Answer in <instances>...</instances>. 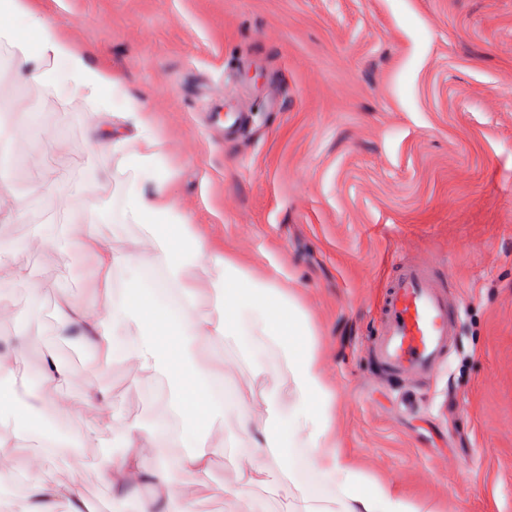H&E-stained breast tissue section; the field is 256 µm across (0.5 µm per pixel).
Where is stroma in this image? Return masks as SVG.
<instances>
[{
    "instance_id": "obj_1",
    "label": "stroma",
    "mask_w": 512,
    "mask_h": 512,
    "mask_svg": "<svg viewBox=\"0 0 512 512\" xmlns=\"http://www.w3.org/2000/svg\"><path fill=\"white\" fill-rule=\"evenodd\" d=\"M87 62L122 75L153 113L170 193L211 251L255 278L291 288L315 331L334 391L342 453L365 475L438 512H512V0H27ZM239 80L249 123L213 125L224 83ZM62 88L21 77L0 41V354L30 335V393L53 349L76 376L69 397L104 388L117 419L32 411L27 452L46 425L94 434V446L50 459L42 477L77 481L97 512H141L147 489L120 495L99 475L124 423L153 429L178 393L167 375L117 359L71 360L53 306L92 301L89 260L51 245L93 225L113 251L143 232L124 218L129 174L96 148L90 119L123 130ZM432 258L460 310L448 366L392 386L373 351L383 285L403 259ZM27 272L13 277L14 269ZM269 374L252 373L250 357ZM236 410L212 421L223 445L211 489L175 470L195 512H285L283 492L246 487L256 467L239 412L255 425L285 396L277 349L224 342Z\"/></svg>"
}]
</instances>
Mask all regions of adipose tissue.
Returning a JSON list of instances; mask_svg holds the SVG:
<instances>
[{
  "mask_svg": "<svg viewBox=\"0 0 512 512\" xmlns=\"http://www.w3.org/2000/svg\"><path fill=\"white\" fill-rule=\"evenodd\" d=\"M17 16L22 17V25H11V18ZM0 38L15 48L24 78L63 85L103 109L120 101L121 117L130 128L129 133L115 136L93 126L89 138L95 146L119 155L130 171L125 216L142 227L155 248L116 253L103 245L93 227H86L70 245L90 258V279L108 304L102 307L64 297L56 313L61 330L96 350L97 368H107L121 352L138 371L174 373L182 386L173 406L176 423L165 421L150 431L126 424L119 436L122 453L106 467L105 484L119 492L130 491L131 475L140 473L153 492L142 512H194L192 497L173 483L170 471H187L204 488L223 454L222 448L207 442L208 424L233 403L224 390V355L215 343L257 336L282 350L292 399L286 405L270 400L266 425L260 430L247 414L239 415L241 431L255 439L260 463L239 474L235 484L224 486V494L240 496L243 487L254 483L289 490L297 482L289 451L306 448L313 453V466L322 480L336 489L335 512H426L424 505L401 496L390 484L366 477L337 450L333 393L320 369L306 314L274 280L253 278L203 245L194 232L193 217L169 193L166 162L156 150L154 118L139 98L125 93L122 78L89 66L58 25L28 11L23 0H0ZM210 267L217 271L211 282L216 306L203 313L198 309L197 273ZM148 268L159 270V277L144 279L142 272ZM119 270L130 272L132 282L118 292L112 278ZM195 346L206 349L204 359L194 360ZM40 376L48 389L46 398L57 412L90 411L101 424L111 425L107 390L94 389L77 401L60 398L59 388L71 385L74 377L66 364L52 356L45 358ZM29 436L22 425L0 432V477L20 474L26 479L16 512H55L59 502H80L75 483L43 480L46 458L25 452ZM176 443L186 452L169 458L168 450ZM146 448L159 458L157 467L147 473L140 463Z\"/></svg>",
  "mask_w": 512,
  "mask_h": 512,
  "instance_id": "1",
  "label": "adipose tissue"
}]
</instances>
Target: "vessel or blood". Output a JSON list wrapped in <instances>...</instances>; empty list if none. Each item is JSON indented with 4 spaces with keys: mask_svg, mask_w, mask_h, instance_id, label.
Returning <instances> with one entry per match:
<instances>
[{
    "mask_svg": "<svg viewBox=\"0 0 512 512\" xmlns=\"http://www.w3.org/2000/svg\"><path fill=\"white\" fill-rule=\"evenodd\" d=\"M456 320L434 261L399 263L384 285L373 352L394 379L432 377L448 362Z\"/></svg>",
    "mask_w": 512,
    "mask_h": 512,
    "instance_id": "b4317fda",
    "label": "vessel or blood"
}]
</instances>
